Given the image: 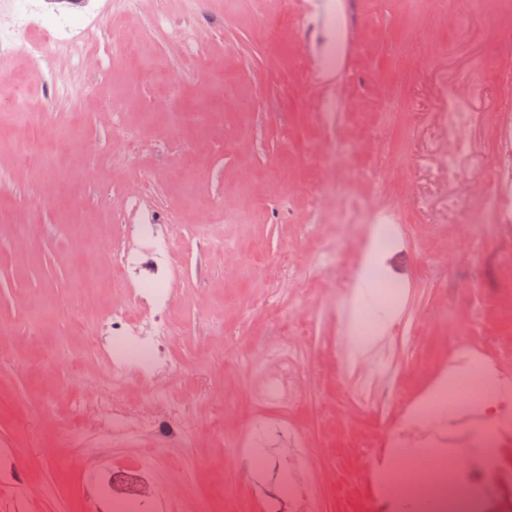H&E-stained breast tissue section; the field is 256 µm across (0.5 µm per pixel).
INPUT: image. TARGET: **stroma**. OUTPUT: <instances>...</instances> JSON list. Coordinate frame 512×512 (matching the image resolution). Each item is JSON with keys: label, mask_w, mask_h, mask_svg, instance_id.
<instances>
[{"label": "stroma", "mask_w": 512, "mask_h": 512, "mask_svg": "<svg viewBox=\"0 0 512 512\" xmlns=\"http://www.w3.org/2000/svg\"><path fill=\"white\" fill-rule=\"evenodd\" d=\"M16 13L41 33L65 24L87 58L55 55L21 88L26 50L0 58V456L21 452L0 512H88L95 473L125 461L171 512H362L399 445L480 463L456 412L431 436L400 404L454 368L461 339L512 373L500 187L444 175L460 139L497 161L512 14L492 0H0ZM325 100L339 109L323 122ZM47 122L82 138L39 157ZM374 211L399 214L402 235L342 256L400 282L389 314L409 334L359 353L346 334L361 308L337 306L332 265L341 224L368 239ZM116 253L131 259L124 290ZM147 286L181 326L179 370L111 375L86 333ZM290 332L287 362L275 346Z\"/></svg>", "instance_id": "obj_1"}]
</instances>
